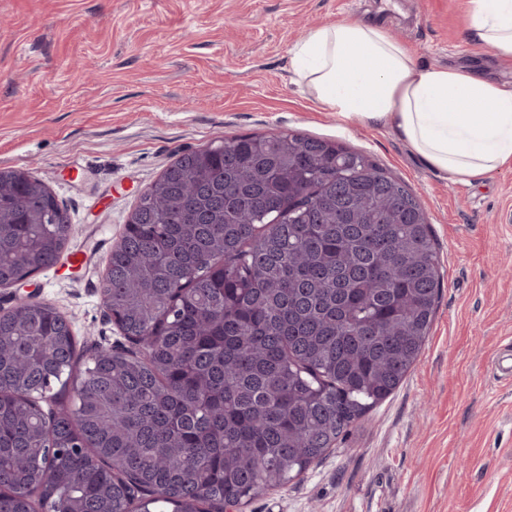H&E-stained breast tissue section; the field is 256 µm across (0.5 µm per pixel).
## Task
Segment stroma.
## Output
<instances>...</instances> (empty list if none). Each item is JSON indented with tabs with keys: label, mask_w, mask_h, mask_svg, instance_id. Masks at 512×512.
<instances>
[{
	"label": "stroma",
	"mask_w": 512,
	"mask_h": 512,
	"mask_svg": "<svg viewBox=\"0 0 512 512\" xmlns=\"http://www.w3.org/2000/svg\"><path fill=\"white\" fill-rule=\"evenodd\" d=\"M470 0H0V169L66 208L70 250L14 291L70 322L78 349L121 334L96 291L141 194L178 151L300 132L367 155L411 190L442 284L430 336L395 393L300 477L242 512H512V166L476 185L427 168L388 129L322 109L289 50L340 18L374 19L422 67L512 83V58L469 40Z\"/></svg>",
	"instance_id": "obj_1"
}]
</instances>
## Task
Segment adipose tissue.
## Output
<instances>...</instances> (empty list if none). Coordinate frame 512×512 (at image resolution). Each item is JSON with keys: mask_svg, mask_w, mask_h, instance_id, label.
I'll use <instances>...</instances> for the list:
<instances>
[{"mask_svg": "<svg viewBox=\"0 0 512 512\" xmlns=\"http://www.w3.org/2000/svg\"><path fill=\"white\" fill-rule=\"evenodd\" d=\"M472 3L466 37L512 57V0ZM290 54L298 81L325 110L390 128L452 182H477L512 163V88L484 73L419 67L373 20L314 29Z\"/></svg>", "mask_w": 512, "mask_h": 512, "instance_id": "adipose-tissue-1", "label": "adipose tissue"}]
</instances>
